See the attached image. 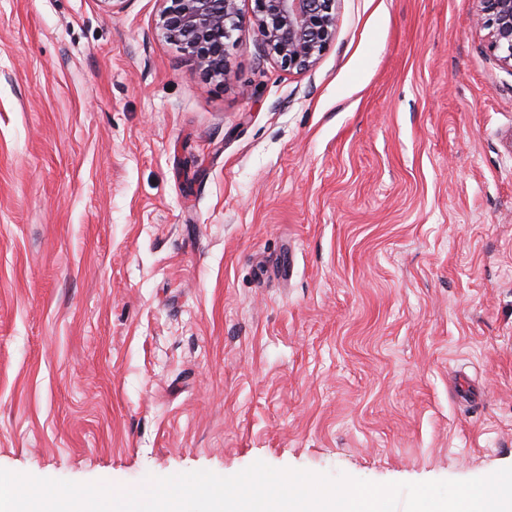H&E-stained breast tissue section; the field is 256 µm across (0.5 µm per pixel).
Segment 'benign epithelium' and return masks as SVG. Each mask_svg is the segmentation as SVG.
<instances>
[{
	"label": "benign epithelium",
	"mask_w": 512,
	"mask_h": 512,
	"mask_svg": "<svg viewBox=\"0 0 512 512\" xmlns=\"http://www.w3.org/2000/svg\"><path fill=\"white\" fill-rule=\"evenodd\" d=\"M163 39L180 46L196 70L227 83V40L241 26L238 0H159ZM475 29L486 32L487 49L512 68V0H475ZM337 0H255L253 22L265 50L290 69L313 67L332 42Z\"/></svg>",
	"instance_id": "7a95c632"
}]
</instances>
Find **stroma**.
<instances>
[{
	"mask_svg": "<svg viewBox=\"0 0 512 512\" xmlns=\"http://www.w3.org/2000/svg\"><path fill=\"white\" fill-rule=\"evenodd\" d=\"M239 7L222 84L159 0H0V468L512 466V70L474 0H339L306 71Z\"/></svg>",
	"mask_w": 512,
	"mask_h": 512,
	"instance_id": "1",
	"label": "stroma"
}]
</instances>
